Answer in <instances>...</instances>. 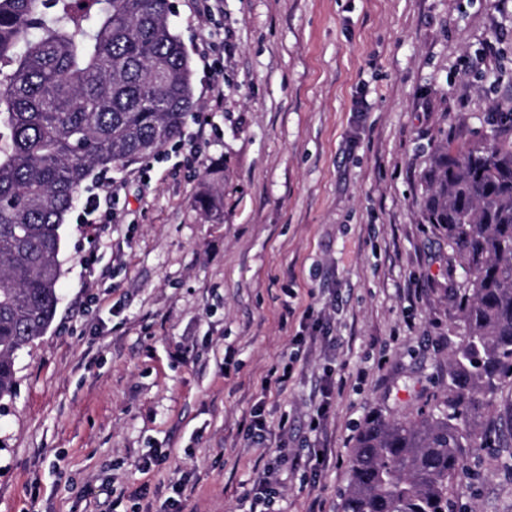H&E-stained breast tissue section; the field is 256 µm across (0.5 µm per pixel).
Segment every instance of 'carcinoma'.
<instances>
[{
    "label": "carcinoma",
    "mask_w": 512,
    "mask_h": 512,
    "mask_svg": "<svg viewBox=\"0 0 512 512\" xmlns=\"http://www.w3.org/2000/svg\"><path fill=\"white\" fill-rule=\"evenodd\" d=\"M170 0H0V402L15 360L58 304L62 228L94 171L148 158L195 108ZM467 149L446 142L423 176L421 209L460 269L451 295L462 336L434 409L359 428L338 512H448L463 449L512 381V112ZM220 218L224 194L198 197Z\"/></svg>",
    "instance_id": "obj_1"
}]
</instances>
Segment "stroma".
I'll return each mask as SVG.
<instances>
[{
  "instance_id": "obj_1",
  "label": "stroma",
  "mask_w": 512,
  "mask_h": 512,
  "mask_svg": "<svg viewBox=\"0 0 512 512\" xmlns=\"http://www.w3.org/2000/svg\"><path fill=\"white\" fill-rule=\"evenodd\" d=\"M171 3L198 155L178 137L110 170L109 224L84 209L99 176L81 190L54 319L0 413V512H248L281 442L277 512H337L359 425L434 403L448 378L458 273L421 175L445 134L478 142L512 112V0H222L203 21L197 0ZM209 40L223 73L198 60ZM215 168L217 223L195 203ZM257 408L267 448L249 437ZM511 457L465 449L451 498L512 512Z\"/></svg>"
}]
</instances>
